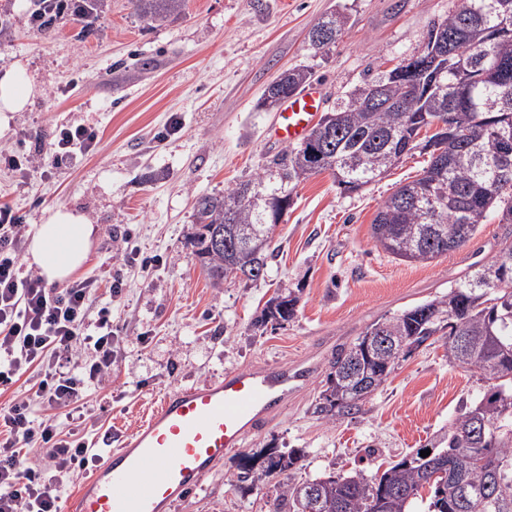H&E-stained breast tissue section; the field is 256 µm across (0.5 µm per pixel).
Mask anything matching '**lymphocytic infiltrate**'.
I'll return each mask as SVG.
<instances>
[{
  "mask_svg": "<svg viewBox=\"0 0 512 512\" xmlns=\"http://www.w3.org/2000/svg\"><path fill=\"white\" fill-rule=\"evenodd\" d=\"M96 128H56L48 148L23 157L0 154V164L22 177L71 165L97 150ZM29 226L0 205V385L25 373L34 381L0 412V512H61L65 475L88 464L79 432L87 392L112 373L120 336L112 304L100 301L92 276L47 286L24 271Z\"/></svg>",
  "mask_w": 512,
  "mask_h": 512,
  "instance_id": "obj_1",
  "label": "lymphocytic infiltrate"
}]
</instances>
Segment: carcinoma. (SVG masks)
<instances>
[{"mask_svg": "<svg viewBox=\"0 0 512 512\" xmlns=\"http://www.w3.org/2000/svg\"><path fill=\"white\" fill-rule=\"evenodd\" d=\"M492 0H457L448 17L432 24L429 34L448 37L450 68L441 77L435 95L426 94L422 81L409 87L394 76V70L379 74L366 87L380 88L382 102L394 107L368 108L353 99L331 111L335 117L334 136L343 142L341 150H326L316 161L308 159L303 145L289 147L275 155L254 178L224 190L218 195L202 194L194 200L195 232L189 244L211 285H224L227 266L233 265L249 280L264 276L271 250V228L290 207L293 189L311 176L329 171L339 187L357 192L371 184L374 172H387L402 157L420 150L430 154L427 169L437 163L434 137L418 139L422 129L442 115L450 118L454 140L447 144L448 171L443 187V211L435 223H427L420 207L406 202L403 195L419 183L415 179L397 188L377 212L372 235L389 254L407 262H431L463 247L467 240L452 242L457 226L473 237L493 213L502 224H512V174L501 177L497 161L495 130L506 125L512 149V111L497 107L504 93L512 94V35L487 41L486 31L508 21ZM135 12L154 22L179 13L183 0H132ZM347 24L339 12L322 16L317 25L332 32L329 41L315 52L330 50ZM472 67V79L463 97L456 95L454 69ZM311 78L307 70H292L283 78L280 100L296 93ZM478 144L483 158L473 149ZM245 194H261L270 203L255 207L242 202ZM251 233V245L238 251L215 246V239ZM469 273L450 287L448 295L408 308L392 317L371 324L387 336H416L419 343L441 332L448 339V361L483 374L496 384L469 407L462 410L440 438L441 448L430 457L420 452L389 464L379 475L367 477L360 471L344 474L319 485L309 503L310 512H413L421 490L429 489L427 512H512V416L502 415L498 388L512 397V356L499 351V345L512 346V287L501 288L503 302L485 305L483 290L472 287ZM400 354L379 347L372 358L353 361V347L336 354L327 376L331 395H321L316 412L327 419L353 415L361 409L356 392L358 380L350 369L370 380L377 391L388 380ZM485 421L502 428L494 440L480 441L473 436L476 422ZM294 457L275 451L264 455L260 469L248 468L239 481H261L289 470ZM446 466L447 479L428 483L437 463ZM301 482L288 481L281 497L288 512H304L298 505Z\"/></svg>", "mask_w": 512, "mask_h": 512, "instance_id": "1", "label": "carcinoma"}]
</instances>
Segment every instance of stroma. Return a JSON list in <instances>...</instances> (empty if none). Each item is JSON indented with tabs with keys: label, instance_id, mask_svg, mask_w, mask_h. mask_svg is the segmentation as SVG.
Segmentation results:
<instances>
[{
	"label": "stroma",
	"instance_id": "obj_1",
	"mask_svg": "<svg viewBox=\"0 0 512 512\" xmlns=\"http://www.w3.org/2000/svg\"><path fill=\"white\" fill-rule=\"evenodd\" d=\"M456 0H185L162 22L140 18L131 0H101L95 31L79 36L71 18L51 33L29 23V0H0V67L26 61L42 87L0 134V153H26L61 125H92L102 149L75 165L28 179L0 166V202L28 223L66 206L86 214L96 235L83 275L118 280L112 324L122 337L112 383L90 391L85 439L107 454L176 386L223 380L225 372L313 361L308 384L260 432L170 512H273L287 479L379 465L427 448L486 391L479 372L453 365L443 337L401 355L359 413L330 420L315 407L330 363L371 324L447 295L455 281L512 244V224L490 220L462 248L410 263L375 242L371 224L386 198L425 164L405 157L384 178L346 194L330 173L300 183L272 231L274 252L258 280L212 287L186 238L197 195L217 194L262 170L281 151L267 133L276 111L261 108L268 83L308 69L330 111L367 77L391 70L424 46L428 30ZM349 22L324 55L310 28L330 12ZM157 257L142 273L128 255ZM298 298L295 316L259 324L280 290ZM295 454L289 475L241 482L266 450Z\"/></svg>",
	"mask_w": 512,
	"mask_h": 512
}]
</instances>
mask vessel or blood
Masks as SVG:
<instances>
[{"mask_svg": "<svg viewBox=\"0 0 512 512\" xmlns=\"http://www.w3.org/2000/svg\"><path fill=\"white\" fill-rule=\"evenodd\" d=\"M321 102L316 88L285 99L274 137L284 144L304 140ZM303 378L266 365L235 369L200 387L171 389L98 464L77 493L75 512H169L227 453L262 430Z\"/></svg>", "mask_w": 512, "mask_h": 512, "instance_id": "vessel-or-blood-1", "label": "vessel or blood"}]
</instances>
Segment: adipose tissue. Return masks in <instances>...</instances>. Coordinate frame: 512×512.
Listing matches in <instances>:
<instances>
[{"instance_id": "1", "label": "adipose tissue", "mask_w": 512, "mask_h": 512, "mask_svg": "<svg viewBox=\"0 0 512 512\" xmlns=\"http://www.w3.org/2000/svg\"><path fill=\"white\" fill-rule=\"evenodd\" d=\"M41 88L26 62L17 60L0 70V132L14 113L26 111ZM95 227L81 211L58 207L44 213L28 248V260L47 283H63L85 264Z\"/></svg>"}]
</instances>
